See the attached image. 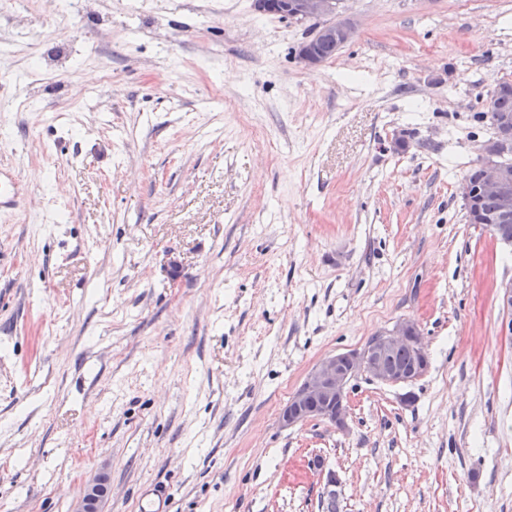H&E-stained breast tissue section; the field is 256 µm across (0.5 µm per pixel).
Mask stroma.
I'll return each instance as SVG.
<instances>
[{
    "label": "stroma",
    "instance_id": "1",
    "mask_svg": "<svg viewBox=\"0 0 512 512\" xmlns=\"http://www.w3.org/2000/svg\"><path fill=\"white\" fill-rule=\"evenodd\" d=\"M0 0V512H512V246L462 179L512 77V0ZM417 323L349 429L282 426L322 359ZM341 1L252 0L254 10L259 14L276 13L284 19L296 22L324 21L316 30V37L301 42L296 50L295 57L298 62L310 70L318 68L326 61L324 55L328 58L333 57L337 49L351 42L356 34V25L351 19L344 18L336 21V12ZM331 17L335 19L328 20ZM322 41L329 42L321 46L324 55L319 47ZM22 187L13 168L0 165V211L13 209L24 197ZM108 490V477L105 474L97 475L85 485L75 512H101Z\"/></svg>",
    "mask_w": 512,
    "mask_h": 512
}]
</instances>
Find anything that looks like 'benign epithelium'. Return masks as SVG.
Returning <instances> with one entry per match:
<instances>
[{
  "mask_svg": "<svg viewBox=\"0 0 512 512\" xmlns=\"http://www.w3.org/2000/svg\"><path fill=\"white\" fill-rule=\"evenodd\" d=\"M259 14L276 13L296 22L320 21L316 37L300 43L296 50L298 62L306 69H316L325 62L320 42H329L340 49L352 41L356 25L349 19L334 20L341 0H252ZM486 117L493 134L480 150L483 179L473 186L468 179L461 182V195L470 221L493 224L512 218V119L492 116L491 100L484 101ZM493 195L499 200L496 217L483 216L478 208L480 197ZM402 347L417 356L409 368L386 369L382 358ZM428 367V353L418 325L412 321L399 323L389 334L377 336L361 350H351L324 358L306 376L280 412L285 427L320 419L345 431L349 424L347 386L356 376L365 374L382 384H410L421 377ZM108 477L99 474L84 488L75 512H102L108 495Z\"/></svg>",
  "mask_w": 512,
  "mask_h": 512,
  "instance_id": "benign-epithelium-1",
  "label": "benign epithelium"
}]
</instances>
